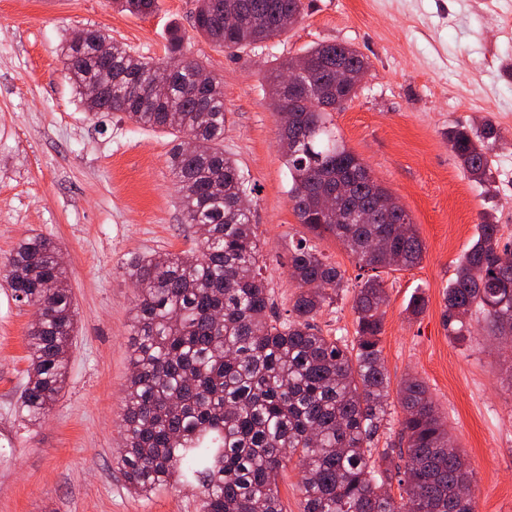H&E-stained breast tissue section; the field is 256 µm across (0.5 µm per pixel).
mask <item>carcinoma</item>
I'll use <instances>...</instances> for the list:
<instances>
[{"mask_svg": "<svg viewBox=\"0 0 512 512\" xmlns=\"http://www.w3.org/2000/svg\"><path fill=\"white\" fill-rule=\"evenodd\" d=\"M193 28L213 45L237 51L286 32L301 20L303 0H198ZM120 11L148 15L158 0H112ZM90 42H65L64 77L88 118L122 112L136 124L177 134L169 166L179 184L184 223L196 229L192 255L145 254L125 274L135 288L121 466L135 491L175 485L200 494V512H282L278 476L299 468L304 512H476L473 470L453 446L447 425L421 379L398 390L400 434L406 448H376L387 416L389 379L380 336L388 296L381 274L416 266L424 245L403 206L337 137L332 113L359 89L338 88L332 71L369 69L356 49L317 44L285 59L267 75L285 152L289 200L299 223L329 232L372 274L355 285L356 336H325L314 324L344 271L300 241L289 258L297 294L290 314L273 310L261 273V248L251 220L252 190L237 162L224 155V82L195 61L153 80V64L101 29ZM303 70L300 90L281 99L283 72ZM95 85L99 93H87ZM191 138L186 148L185 138ZM500 138L490 122L457 124L448 144L463 172L479 186L493 178L491 154ZM340 187L347 206L368 213L360 224L325 213L317 190ZM500 227L481 216L476 239L460 259L444 295L442 321L456 340L473 336L482 316L488 336L512 338V249L500 247ZM61 248L51 238H22L4 265L16 300L39 307L28 333L26 382L17 415L44 419L68 375L76 312ZM400 463H394V458ZM398 478L399 498L386 485Z\"/></svg>", "mask_w": 512, "mask_h": 512, "instance_id": "1", "label": "carcinoma"}]
</instances>
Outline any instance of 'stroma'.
<instances>
[{"label":"stroma","instance_id":"35a3bbf8","mask_svg":"<svg viewBox=\"0 0 512 512\" xmlns=\"http://www.w3.org/2000/svg\"><path fill=\"white\" fill-rule=\"evenodd\" d=\"M303 20L281 37L228 53L192 26L196 0H159L148 16L110 0H0V266L17 241H57L77 310L69 373L36 424L15 407L28 367L33 306L0 276V512H198L190 491L129 489L119 463L135 290L126 263L197 247L168 166L174 135L122 113L88 120L65 79L61 46L82 28L107 31L160 61L172 30L183 51L224 81V152L252 188L262 273L278 315L299 292L288 270L308 239L349 283L316 324L354 336L359 267L334 236L299 224L266 75L316 44L357 49L370 68L356 98L332 119L339 137L409 213L425 246L418 265L385 273L381 335L391 390L422 379L474 470L476 512H512V384L507 357L485 336L461 342L442 323L443 294L492 214L512 247V0H303ZM492 122L505 142L494 178L479 187L448 145L458 123ZM423 296L422 314L409 304Z\"/></svg>","mask_w":512,"mask_h":512}]
</instances>
